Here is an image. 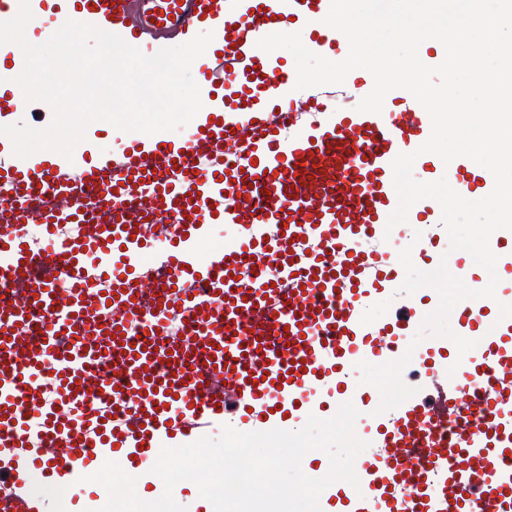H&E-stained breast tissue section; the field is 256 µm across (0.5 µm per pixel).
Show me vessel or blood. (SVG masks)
<instances>
[{
    "label": "vessel or blood",
    "mask_w": 512,
    "mask_h": 512,
    "mask_svg": "<svg viewBox=\"0 0 512 512\" xmlns=\"http://www.w3.org/2000/svg\"><path fill=\"white\" fill-rule=\"evenodd\" d=\"M330 0H74L52 6L51 30L92 20L144 55L214 37L194 65L210 99L197 130L161 142L128 132L117 150L87 142L71 156L19 158L0 135V512H52L29 473L76 483L93 461L156 463L162 448L228 425L270 430L321 415L324 395L373 424V455L355 460L360 489L328 485L336 512H512V322L490 299L456 308L477 345L456 372L448 349L413 354L433 398L376 413L350 379L358 360L398 359L404 333L436 295L425 287L391 319L364 303L396 286L399 230L392 162L430 136L404 89L361 113L372 75L296 89L257 42L304 31L317 52L345 44L323 27ZM21 48L0 58V126L27 110ZM461 196L489 194L492 176L452 161ZM415 221L438 224L432 198ZM235 230L202 252L215 225ZM48 244L33 247L24 226ZM384 238L382 249L362 241ZM490 248L512 270V231Z\"/></svg>",
    "instance_id": "b4317fda"
}]
</instances>
